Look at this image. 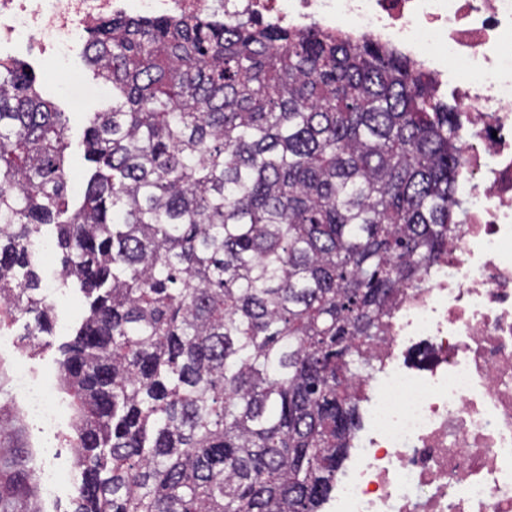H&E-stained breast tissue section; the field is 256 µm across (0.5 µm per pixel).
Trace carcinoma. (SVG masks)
Listing matches in <instances>:
<instances>
[{
  "instance_id": "obj_1",
  "label": "carcinoma",
  "mask_w": 512,
  "mask_h": 512,
  "mask_svg": "<svg viewBox=\"0 0 512 512\" xmlns=\"http://www.w3.org/2000/svg\"><path fill=\"white\" fill-rule=\"evenodd\" d=\"M112 108L69 117L0 62V298L50 333L33 255L87 299L60 379L70 512H321L357 426L356 342L444 253L456 113L414 63L324 28L115 14Z\"/></svg>"
}]
</instances>
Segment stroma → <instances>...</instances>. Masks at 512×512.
<instances>
[{"mask_svg": "<svg viewBox=\"0 0 512 512\" xmlns=\"http://www.w3.org/2000/svg\"><path fill=\"white\" fill-rule=\"evenodd\" d=\"M25 63L37 75L43 97L70 119L64 168L73 200H81L88 167L83 146L85 115L78 112L71 87L77 80L93 86L100 78L79 53L74 55L69 72L56 80L49 76L48 63L32 57L26 58ZM50 304L54 329L49 336L32 337V316L15 312L0 319V324L15 335L22 348L16 355L0 356V451L15 461L11 469L0 468V494L12 498L14 512H68L81 481V470L68 437L53 441L51 447H41V434L17 405V373L24 370L43 379L58 377L62 348L73 339L87 312L84 295L69 283L58 284ZM48 462L58 468L61 483L60 498L53 503L44 500L37 481L38 469Z\"/></svg>", "mask_w": 512, "mask_h": 512, "instance_id": "1", "label": "stroma"}]
</instances>
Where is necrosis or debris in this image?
<instances>
[{
	"label": "necrosis or debris",
	"mask_w": 512,
	"mask_h": 512,
	"mask_svg": "<svg viewBox=\"0 0 512 512\" xmlns=\"http://www.w3.org/2000/svg\"><path fill=\"white\" fill-rule=\"evenodd\" d=\"M129 12L341 26L408 57L454 108L462 219L359 343L363 408L327 512H512V0H0V60L34 49L67 67ZM18 388L39 431L59 434L55 383L24 374Z\"/></svg>",
	"instance_id": "obj_1"
}]
</instances>
